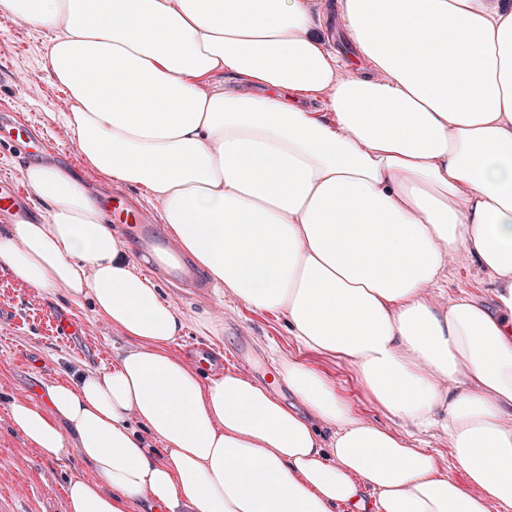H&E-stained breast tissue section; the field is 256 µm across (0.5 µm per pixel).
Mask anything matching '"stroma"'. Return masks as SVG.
Returning <instances> with one entry per match:
<instances>
[{
  "mask_svg": "<svg viewBox=\"0 0 512 512\" xmlns=\"http://www.w3.org/2000/svg\"><path fill=\"white\" fill-rule=\"evenodd\" d=\"M51 36L49 30L21 26L0 15V114L33 129L42 144L36 161L69 168L101 201L111 196L112 184L86 168L62 127L70 102L49 71L46 46ZM160 288L179 310L194 316L171 349L202 376L231 371L265 384L281 365L301 363L332 380L357 417L408 438L435 459L441 472L466 483L441 429H418L392 419L360 382L350 361L300 346L284 315L249 309L220 287L204 296L169 281L161 282ZM462 293L485 306L493 304L488 274L460 254L448 261L444 279L429 288L428 298L444 306ZM0 310L7 313L0 321V512H66V485L75 477L93 478V467L78 454L52 460L26 444L7 406L16 398L42 402L45 385L54 380L111 365L126 339L94 315L90 300L76 302L60 292L47 295L21 282L2 264ZM53 312L78 324L94 348L57 337L49 318ZM242 336L250 337L256 349V358L248 365L235 360ZM196 346L221 350L222 361H199L192 353Z\"/></svg>",
  "mask_w": 512,
  "mask_h": 512,
  "instance_id": "stroma-1",
  "label": "stroma"
}]
</instances>
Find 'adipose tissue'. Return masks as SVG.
<instances>
[{"label":"adipose tissue","instance_id":"ef3b65f1","mask_svg":"<svg viewBox=\"0 0 512 512\" xmlns=\"http://www.w3.org/2000/svg\"><path fill=\"white\" fill-rule=\"evenodd\" d=\"M324 10L0 0L55 30L49 66L86 167L138 187L176 252L234 298L350 360L390 416L442 428L468 485L302 364L281 372L295 408L238 373L200 378L169 351L187 317L143 274L154 256L133 258L82 182L36 162L24 179L45 216L0 228V262L90 298L128 341L112 366L45 386L47 404L9 405L42 455L92 465L68 512H361L366 485L376 512L512 507V0H338L362 75ZM461 251L490 276L493 309L426 299ZM327 10L324 13L321 23L327 28L333 40L336 52L346 63L358 65L357 55L353 44L347 39L344 33L336 27V0H326Z\"/></svg>","mask_w":512,"mask_h":512}]
</instances>
